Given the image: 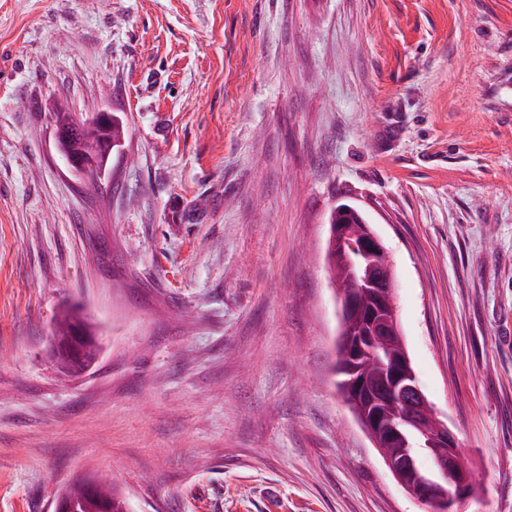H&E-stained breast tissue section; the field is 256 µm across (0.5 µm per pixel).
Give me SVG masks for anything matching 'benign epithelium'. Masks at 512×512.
I'll use <instances>...</instances> for the list:
<instances>
[{
  "label": "benign epithelium",
  "mask_w": 512,
  "mask_h": 512,
  "mask_svg": "<svg viewBox=\"0 0 512 512\" xmlns=\"http://www.w3.org/2000/svg\"><path fill=\"white\" fill-rule=\"evenodd\" d=\"M336 223L330 225L329 246L336 258H347L350 253H362L368 258L367 266L357 274L364 292L394 293L393 263L390 252L362 210L353 205L339 204L333 209ZM337 362L344 379L338 383L343 395L363 390L364 379L358 373V364L371 358L381 349L387 336L399 335L396 303L369 315L371 329L364 336L357 335L358 327L351 318L361 311L362 300L356 296H340ZM52 358L75 356L82 352L90 356L92 366L99 351V338L94 331L84 330L78 336L50 338ZM385 402L397 401L402 411L397 420L379 426L376 419L365 416L358 423L373 446L380 447L382 431L402 438L401 429L413 430L430 448H446L448 455L435 459L434 470L422 469L408 451L398 456H382L396 482L411 497L429 506L430 512H457L456 505L473 497L479 487L478 475L473 467L463 465L464 453L448 426L438 420L426 395L420 388L407 355L393 361V369L385 385L378 391Z\"/></svg>",
  "instance_id": "obj_1"
}]
</instances>
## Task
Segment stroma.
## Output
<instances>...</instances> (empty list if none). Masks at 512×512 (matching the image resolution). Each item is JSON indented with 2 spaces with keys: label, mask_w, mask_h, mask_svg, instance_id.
I'll use <instances>...</instances> for the list:
<instances>
[{
  "label": "stroma",
  "mask_w": 512,
  "mask_h": 512,
  "mask_svg": "<svg viewBox=\"0 0 512 512\" xmlns=\"http://www.w3.org/2000/svg\"><path fill=\"white\" fill-rule=\"evenodd\" d=\"M102 110L92 189L54 120ZM341 201L478 470L460 512H512V0H0V512L89 474L131 512H427L335 387ZM102 124H103V126L106 129L109 128L112 125V129H113V143H112L111 139L106 138L107 145L105 146V150H104V153H103V156H102L101 160L98 163L97 162L92 163V165H89V167L77 166L76 164H74V161H73L72 157L70 156V154L67 153L62 148V146L60 145V141H64V138H62L58 133L56 134V141H57V146H58L59 151L67 158V160L76 169L81 170V171H88L89 168H90L93 171H95V170H102V168L106 166L107 160H108V158H109V156H110V154L112 152V147L117 146L116 143L118 142V139H119L120 130H121L122 133H124V131H123V127H120L116 123V121L114 120L113 116L110 115V114H105L103 116ZM99 348V338L96 332L87 329L82 331L80 336H68L65 338L51 336L50 338L51 355L54 359L61 355L76 356L80 351L83 354L89 355L91 359L87 363L85 370L94 364Z\"/></svg>",
  "instance_id": "obj_1"
}]
</instances>
